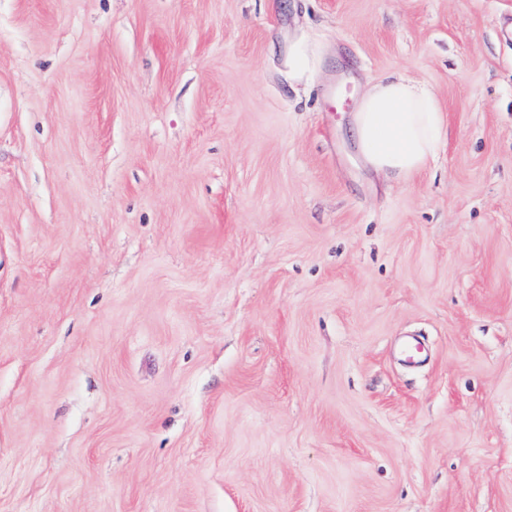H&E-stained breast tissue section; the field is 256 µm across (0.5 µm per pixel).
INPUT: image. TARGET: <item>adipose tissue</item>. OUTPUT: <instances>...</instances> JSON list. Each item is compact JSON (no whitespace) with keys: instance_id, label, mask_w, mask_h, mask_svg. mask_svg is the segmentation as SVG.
Here are the masks:
<instances>
[{"instance_id":"ef3b65f1","label":"adipose tissue","mask_w":512,"mask_h":512,"mask_svg":"<svg viewBox=\"0 0 512 512\" xmlns=\"http://www.w3.org/2000/svg\"><path fill=\"white\" fill-rule=\"evenodd\" d=\"M444 124L441 105L430 88L392 74L361 97L353 117V133L371 169L411 180L434 160Z\"/></svg>"}]
</instances>
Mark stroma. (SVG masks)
Wrapping results in <instances>:
<instances>
[{
	"instance_id": "35a3bbf8",
	"label": "stroma",
	"mask_w": 512,
	"mask_h": 512,
	"mask_svg": "<svg viewBox=\"0 0 512 512\" xmlns=\"http://www.w3.org/2000/svg\"><path fill=\"white\" fill-rule=\"evenodd\" d=\"M0 512H512V0H0ZM316 51L314 46L304 38L295 39L288 47V77L302 81L314 70ZM444 124V112L430 88L392 74L367 89L352 125L359 151L371 169L413 180L435 159Z\"/></svg>"
}]
</instances>
